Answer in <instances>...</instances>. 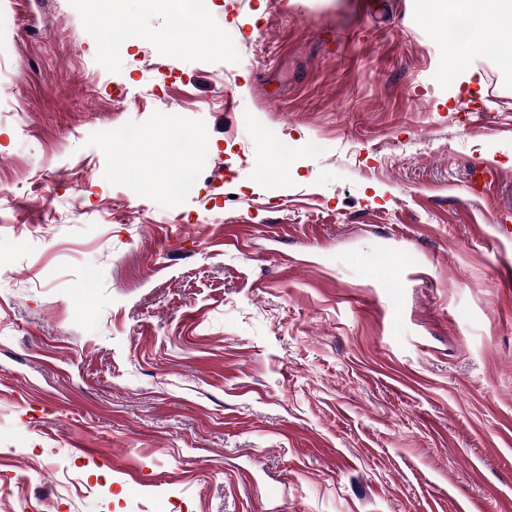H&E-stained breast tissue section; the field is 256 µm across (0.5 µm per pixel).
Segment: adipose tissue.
Wrapping results in <instances>:
<instances>
[{"instance_id":"1","label":"adipose tissue","mask_w":512,"mask_h":512,"mask_svg":"<svg viewBox=\"0 0 512 512\" xmlns=\"http://www.w3.org/2000/svg\"><path fill=\"white\" fill-rule=\"evenodd\" d=\"M434 7L436 19L444 24L458 14L469 17V52L473 55L495 39L504 23L512 24V0H435Z\"/></svg>"}]
</instances>
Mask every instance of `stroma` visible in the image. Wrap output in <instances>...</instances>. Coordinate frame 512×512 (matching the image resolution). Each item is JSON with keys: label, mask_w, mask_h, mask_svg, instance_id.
Listing matches in <instances>:
<instances>
[{"label": "stroma", "mask_w": 512, "mask_h": 512, "mask_svg": "<svg viewBox=\"0 0 512 512\" xmlns=\"http://www.w3.org/2000/svg\"><path fill=\"white\" fill-rule=\"evenodd\" d=\"M170 19L0 0V512H512V29L471 89L431 0ZM173 9L171 14L172 35L179 34L181 38L186 33L205 32L201 29L203 17L200 14L205 12L206 3L200 4V14L193 7L192 0H172Z\"/></svg>", "instance_id": "1"}]
</instances>
